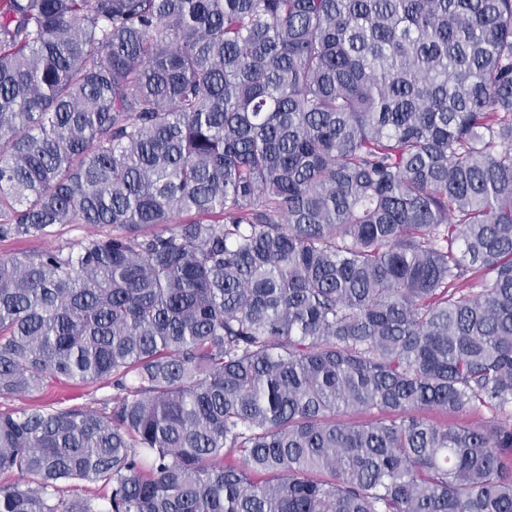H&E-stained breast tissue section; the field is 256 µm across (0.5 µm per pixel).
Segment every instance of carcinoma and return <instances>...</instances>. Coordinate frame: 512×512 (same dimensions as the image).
Listing matches in <instances>:
<instances>
[{"label":"carcinoma","mask_w":512,"mask_h":512,"mask_svg":"<svg viewBox=\"0 0 512 512\" xmlns=\"http://www.w3.org/2000/svg\"><path fill=\"white\" fill-rule=\"evenodd\" d=\"M67 224L0 396L112 407L0 414V512H512V0H0V239ZM112 385L108 381L95 384L78 382L53 383L46 385L43 390L22 396H0V413H13L37 406L48 407H99L112 397ZM98 403V404H97ZM425 417L430 421L442 423V424H453V425H479L484 421L490 420L492 413L489 411H482L480 413L474 412H463L457 414H445L442 411L435 410L425 414ZM108 488L99 484H90L81 480H71L67 483V492L65 498L68 501L80 500L91 495H107Z\"/></svg>","instance_id":"obj_1"}]
</instances>
